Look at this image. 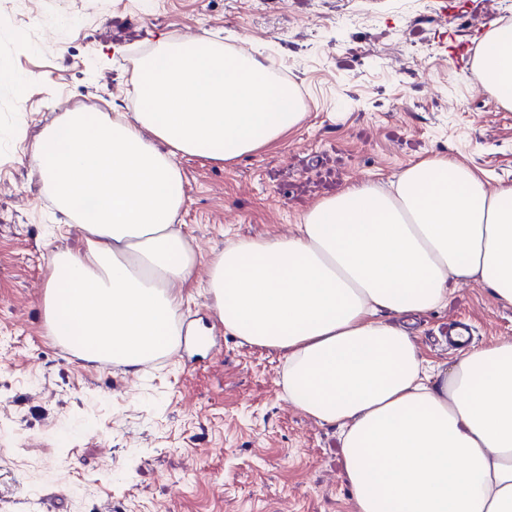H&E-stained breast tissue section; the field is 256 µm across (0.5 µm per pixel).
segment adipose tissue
Masks as SVG:
<instances>
[{
    "label": "adipose tissue",
    "mask_w": 512,
    "mask_h": 512,
    "mask_svg": "<svg viewBox=\"0 0 512 512\" xmlns=\"http://www.w3.org/2000/svg\"><path fill=\"white\" fill-rule=\"evenodd\" d=\"M484 91L512 109V21L480 38ZM132 118L64 112L32 145L43 189L85 234L49 260L50 335L84 359L144 371L180 342L196 255L179 213L178 160L233 161L303 118L296 91L252 54L202 34L134 60ZM472 279L512 306V184L487 190L445 159L394 189L360 181L322 199L292 235L242 239L210 263L227 332L284 355L289 402L339 427L355 512H512V343L431 367L389 323Z\"/></svg>",
    "instance_id": "obj_1"
}]
</instances>
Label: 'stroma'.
Returning <instances> with one entry per match:
<instances>
[{
  "label": "stroma",
  "mask_w": 512,
  "mask_h": 512,
  "mask_svg": "<svg viewBox=\"0 0 512 512\" xmlns=\"http://www.w3.org/2000/svg\"><path fill=\"white\" fill-rule=\"evenodd\" d=\"M512 0H0V512H354L338 428L283 397V355L225 332L208 262L240 239L291 234L352 182L389 184L423 159L512 181V110L463 48ZM209 33L260 51L299 88L301 124L228 163L179 160L184 235L199 257L183 327L203 336L134 373L50 336L47 265L84 234L47 200L30 150L61 112L144 104L132 61ZM473 348L512 342V308L475 281L399 317L434 364L457 319Z\"/></svg>",
  "instance_id": "35a3bbf8"
}]
</instances>
